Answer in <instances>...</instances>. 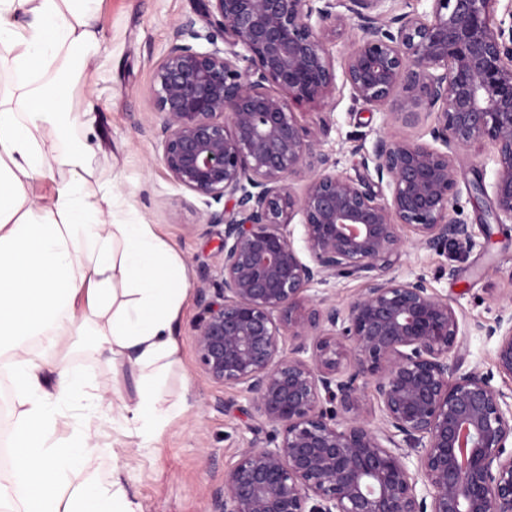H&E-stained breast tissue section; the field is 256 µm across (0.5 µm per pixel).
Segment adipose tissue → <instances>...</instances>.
<instances>
[{"label": "adipose tissue", "instance_id": "1", "mask_svg": "<svg viewBox=\"0 0 512 512\" xmlns=\"http://www.w3.org/2000/svg\"><path fill=\"white\" fill-rule=\"evenodd\" d=\"M100 2L0 0V71L11 77L0 89V358L17 408L0 512L138 510L120 479L87 470L99 453V400L82 374L56 362L60 337H90L139 369L138 399L120 418L142 438L185 409L159 386L178 351L185 268L151 225L126 219L120 195L88 188L96 146L74 137L80 115L64 107L74 72L103 48ZM12 16L26 25L9 24ZM53 176L56 193L42 202L33 184ZM32 338L38 348H27ZM76 402L81 424L56 439L64 408Z\"/></svg>", "mask_w": 512, "mask_h": 512}]
</instances>
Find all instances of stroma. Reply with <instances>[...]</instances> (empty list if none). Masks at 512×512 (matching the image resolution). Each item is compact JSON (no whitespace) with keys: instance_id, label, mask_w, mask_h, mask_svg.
<instances>
[{"instance_id":"1","label":"stroma","mask_w":512,"mask_h":512,"mask_svg":"<svg viewBox=\"0 0 512 512\" xmlns=\"http://www.w3.org/2000/svg\"><path fill=\"white\" fill-rule=\"evenodd\" d=\"M199 0H103L98 25L105 43L96 62L72 82L68 110L82 112L96 144L92 185L106 184L123 194L131 220L152 225L187 269L188 289L175 323L177 360L165 392L185 403L184 412L143 442L119 422V408L137 400L138 374L126 363L109 365L84 346H63L71 368L84 374L102 398L103 415L94 426L101 454L90 466L105 477L118 474L139 512H212L213 494L240 448L253 437L247 430V394L202 373L195 346L200 308L198 291L215 287L224 228L206 223L203 196L178 186L161 161L155 137L162 117L148 90L169 46L174 27L195 17ZM312 130L328 123L322 148L336 158L337 172L361 173L360 161L376 139L396 135L381 108L353 100L347 86L335 99L306 107ZM458 172L462 219L471 225L474 244L460 254L407 247L395 273L425 278L429 288L456 302L463 323L493 321L512 295V223L489 221L490 196L470 197L469 183L492 184L496 163L490 146L470 150ZM457 359L464 369L494 368L496 341L464 332Z\"/></svg>"}]
</instances>
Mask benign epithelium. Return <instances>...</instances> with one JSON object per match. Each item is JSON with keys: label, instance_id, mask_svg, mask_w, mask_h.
Instances as JSON below:
<instances>
[{"label": "benign epithelium", "instance_id": "7a95c632", "mask_svg": "<svg viewBox=\"0 0 512 512\" xmlns=\"http://www.w3.org/2000/svg\"><path fill=\"white\" fill-rule=\"evenodd\" d=\"M431 2L421 15L410 0H204L206 33L176 25L155 71L161 161L224 202L205 215L224 237L221 286L199 289L200 368L260 420L214 512H512V402L453 360V301L395 275L408 244L472 246L455 214L476 144L496 156L489 216L512 222V24L494 22L496 0ZM354 28L351 97L402 128L433 121L428 140L379 137L362 158L373 174L351 177L295 107L335 97L328 43ZM336 278L366 288L344 306L308 294ZM474 331L512 378V295Z\"/></svg>", "mask_w": 512, "mask_h": 512}]
</instances>
